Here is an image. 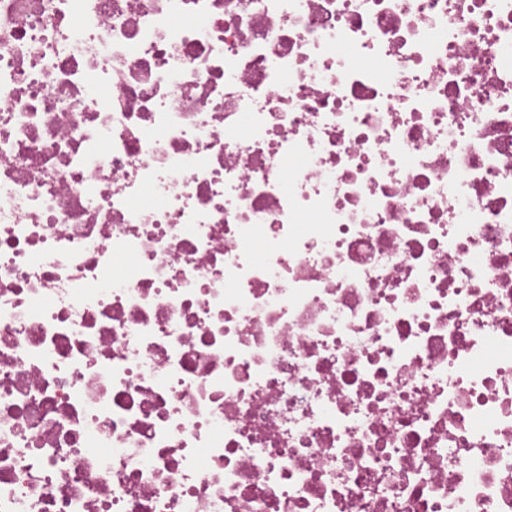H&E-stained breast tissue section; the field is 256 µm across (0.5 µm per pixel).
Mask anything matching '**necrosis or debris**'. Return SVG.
<instances>
[{"label":"necrosis or debris","instance_id":"1","mask_svg":"<svg viewBox=\"0 0 512 512\" xmlns=\"http://www.w3.org/2000/svg\"><path fill=\"white\" fill-rule=\"evenodd\" d=\"M0 512H512V0H0Z\"/></svg>","mask_w":512,"mask_h":512}]
</instances>
